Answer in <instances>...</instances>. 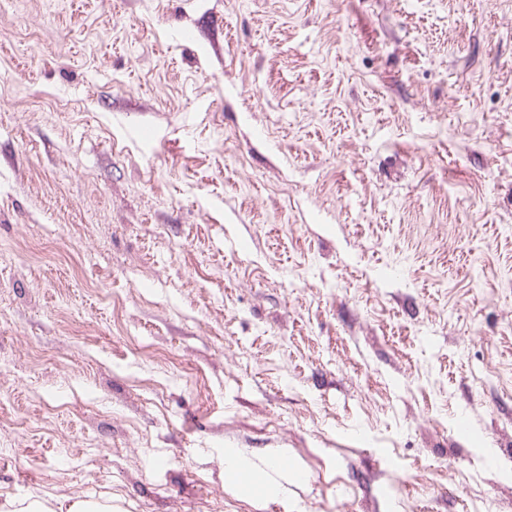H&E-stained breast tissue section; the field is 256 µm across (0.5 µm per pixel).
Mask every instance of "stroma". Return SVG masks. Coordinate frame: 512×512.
I'll return each mask as SVG.
<instances>
[{
    "instance_id": "35a3bbf8",
    "label": "stroma",
    "mask_w": 512,
    "mask_h": 512,
    "mask_svg": "<svg viewBox=\"0 0 512 512\" xmlns=\"http://www.w3.org/2000/svg\"><path fill=\"white\" fill-rule=\"evenodd\" d=\"M32 498L512 504V0H0Z\"/></svg>"
}]
</instances>
